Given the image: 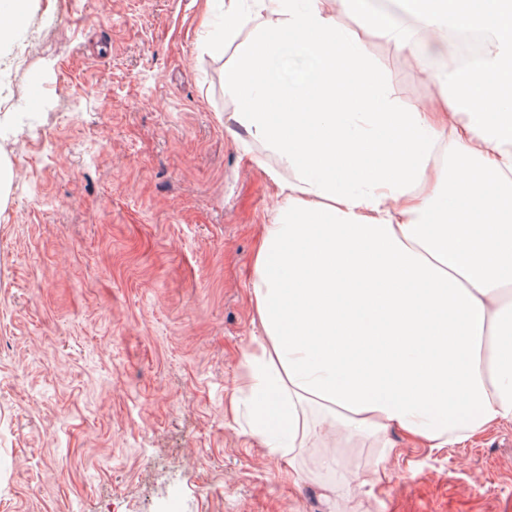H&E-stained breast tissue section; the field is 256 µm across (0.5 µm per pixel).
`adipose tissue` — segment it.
<instances>
[{
  "mask_svg": "<svg viewBox=\"0 0 512 512\" xmlns=\"http://www.w3.org/2000/svg\"><path fill=\"white\" fill-rule=\"evenodd\" d=\"M340 2L400 50L447 55L451 27L485 39L475 65L432 73L439 103L406 110L322 0H222V24L201 16L214 58L249 30L224 72V128L280 164L249 289L261 334L231 405H249V434L292 477L322 436L383 460L395 433L439 450L512 427V0H403L414 30ZM289 57L310 78L269 81ZM457 83L467 100L448 99Z\"/></svg>",
  "mask_w": 512,
  "mask_h": 512,
  "instance_id": "ef3b65f1",
  "label": "adipose tissue"
}]
</instances>
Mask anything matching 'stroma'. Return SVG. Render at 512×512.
Instances as JSON below:
<instances>
[{"mask_svg":"<svg viewBox=\"0 0 512 512\" xmlns=\"http://www.w3.org/2000/svg\"><path fill=\"white\" fill-rule=\"evenodd\" d=\"M204 0H32L0 45V512H512V427L465 447L307 448L293 484L229 406L279 206L226 132ZM405 108L423 60L361 18Z\"/></svg>","mask_w":512,"mask_h":512,"instance_id":"obj_1","label":"stroma"}]
</instances>
